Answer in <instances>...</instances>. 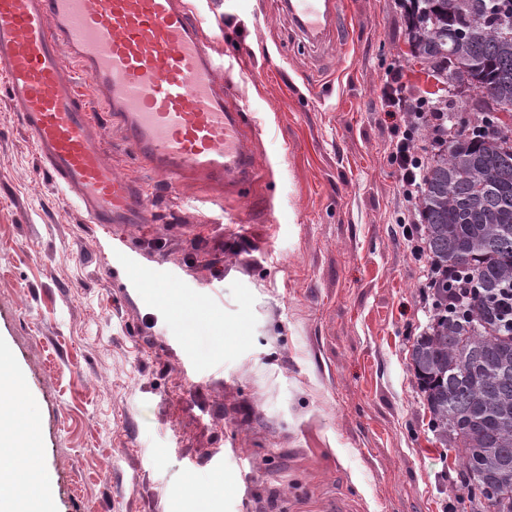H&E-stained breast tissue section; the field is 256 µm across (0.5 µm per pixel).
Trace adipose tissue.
Returning a JSON list of instances; mask_svg holds the SVG:
<instances>
[{
  "label": "adipose tissue",
  "mask_w": 512,
  "mask_h": 512,
  "mask_svg": "<svg viewBox=\"0 0 512 512\" xmlns=\"http://www.w3.org/2000/svg\"><path fill=\"white\" fill-rule=\"evenodd\" d=\"M0 445L14 451L0 469V512H51L36 430L22 422L16 402L0 401Z\"/></svg>",
  "instance_id": "ef3b65f1"
}]
</instances>
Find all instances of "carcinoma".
Instances as JSON below:
<instances>
[{
	"mask_svg": "<svg viewBox=\"0 0 512 512\" xmlns=\"http://www.w3.org/2000/svg\"><path fill=\"white\" fill-rule=\"evenodd\" d=\"M414 59L442 79L455 70L512 113V0H407ZM512 130L497 112L456 128L430 158L418 193L427 262L471 289L448 312L450 283L409 349L435 439L461 454L468 495L512 512Z\"/></svg>",
	"mask_w": 512,
	"mask_h": 512,
	"instance_id": "obj_1",
	"label": "carcinoma"
}]
</instances>
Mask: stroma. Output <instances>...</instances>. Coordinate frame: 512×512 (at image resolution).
Returning a JSON list of instances; mask_svg holds the SVG:
<instances>
[{
	"instance_id": "obj_1",
	"label": "stroma",
	"mask_w": 512,
	"mask_h": 512,
	"mask_svg": "<svg viewBox=\"0 0 512 512\" xmlns=\"http://www.w3.org/2000/svg\"><path fill=\"white\" fill-rule=\"evenodd\" d=\"M186 2L257 165L222 204L157 183L107 124L146 207L113 237L52 182L0 86V354L53 512H474L409 364L432 295L383 94L394 71L406 96L447 93L410 54L402 0H344L318 47L284 0ZM169 280L196 304L184 318L156 301Z\"/></svg>"
}]
</instances>
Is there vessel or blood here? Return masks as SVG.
<instances>
[{
    "label": "vessel or blood",
    "mask_w": 512,
    "mask_h": 512,
    "mask_svg": "<svg viewBox=\"0 0 512 512\" xmlns=\"http://www.w3.org/2000/svg\"><path fill=\"white\" fill-rule=\"evenodd\" d=\"M285 7L313 43L343 15V0ZM0 75L44 169L90 223L136 231L144 195L106 159L83 79L166 186L239 193L255 177L244 114L217 90L219 68L179 0H0Z\"/></svg>",
    "instance_id": "1"
}]
</instances>
